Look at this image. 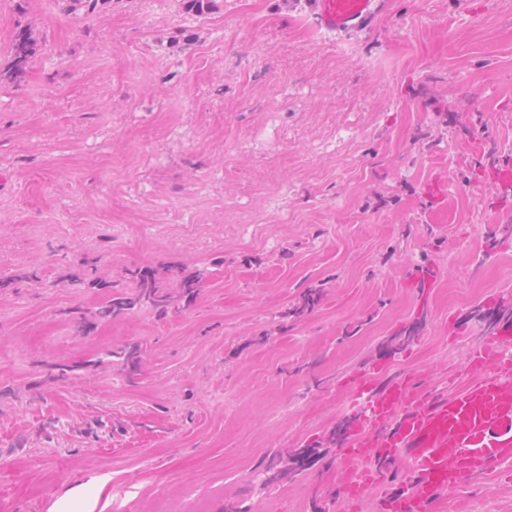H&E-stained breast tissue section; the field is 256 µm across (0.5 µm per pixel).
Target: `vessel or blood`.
I'll list each match as a JSON object with an SVG mask.
<instances>
[{
	"mask_svg": "<svg viewBox=\"0 0 512 512\" xmlns=\"http://www.w3.org/2000/svg\"><path fill=\"white\" fill-rule=\"evenodd\" d=\"M380 0H314L315 24L332 33L367 28ZM448 394L408 370L383 387L369 372L351 385L354 429L337 453L339 496L348 512L372 500L377 512H443L458 488L512 464V326L477 342ZM404 458L408 477L391 494L379 460Z\"/></svg>",
	"mask_w": 512,
	"mask_h": 512,
	"instance_id": "obj_1",
	"label": "vessel or blood"
}]
</instances>
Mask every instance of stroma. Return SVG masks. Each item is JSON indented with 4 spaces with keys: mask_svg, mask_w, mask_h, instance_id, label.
Listing matches in <instances>:
<instances>
[{
    "mask_svg": "<svg viewBox=\"0 0 512 512\" xmlns=\"http://www.w3.org/2000/svg\"><path fill=\"white\" fill-rule=\"evenodd\" d=\"M460 2L385 0L333 35L310 0H0V512H342L335 452L270 491L261 462L346 420L354 372L447 391L512 294V0ZM132 267L209 277L80 332ZM128 343L137 376L87 368ZM456 500L512 512V473ZM12 75L18 77L26 69L29 60L36 52V44L31 41L25 30L20 31L13 43Z\"/></svg>",
    "mask_w": 512,
    "mask_h": 512,
    "instance_id": "stroma-1",
    "label": "stroma"
}]
</instances>
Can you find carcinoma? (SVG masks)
<instances>
[{
  "mask_svg": "<svg viewBox=\"0 0 512 512\" xmlns=\"http://www.w3.org/2000/svg\"><path fill=\"white\" fill-rule=\"evenodd\" d=\"M12 75L19 76L26 69L29 60L36 52V44L31 41L26 31H20L13 43ZM207 276L204 270L197 274L184 277L179 282L178 291L174 292L162 284L155 274L144 268L130 270L129 282L131 291H117L109 295L93 312L92 319L84 321L109 322L127 316L137 307L152 308L160 313L176 310L180 305L192 300L200 288L202 280ZM109 357L121 359L128 377L137 375L141 348L137 344H127L116 351H109ZM321 450L311 445L296 450L291 460L282 463L272 459L263 467L261 489L274 487L282 481L283 474L288 472L294 476L302 474L311 463L320 456Z\"/></svg>",
  "mask_w": 512,
  "mask_h": 512,
  "instance_id": "1",
  "label": "carcinoma"
}]
</instances>
